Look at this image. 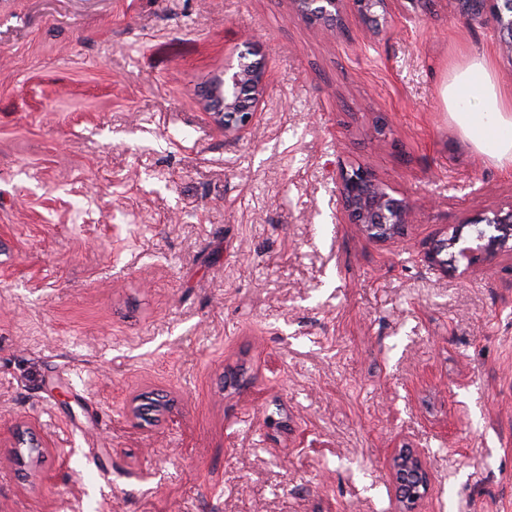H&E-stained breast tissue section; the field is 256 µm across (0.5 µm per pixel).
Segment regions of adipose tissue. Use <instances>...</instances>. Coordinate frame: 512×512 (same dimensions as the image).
I'll use <instances>...</instances> for the list:
<instances>
[{
  "instance_id": "ef3b65f1",
  "label": "adipose tissue",
  "mask_w": 512,
  "mask_h": 512,
  "mask_svg": "<svg viewBox=\"0 0 512 512\" xmlns=\"http://www.w3.org/2000/svg\"><path fill=\"white\" fill-rule=\"evenodd\" d=\"M448 114L475 150L512 169V92L501 88L492 62L470 57L442 91Z\"/></svg>"
}]
</instances>
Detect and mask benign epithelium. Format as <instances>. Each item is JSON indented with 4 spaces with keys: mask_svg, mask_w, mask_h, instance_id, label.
Returning <instances> with one entry per match:
<instances>
[{
    "mask_svg": "<svg viewBox=\"0 0 512 512\" xmlns=\"http://www.w3.org/2000/svg\"><path fill=\"white\" fill-rule=\"evenodd\" d=\"M394 0H291L306 19L330 32L341 28L344 12L352 10L363 23L380 31L388 23ZM456 14L470 24H492L503 51L512 58V0H450ZM269 87V72L261 51L248 46L238 54L237 64L224 69L220 80L207 94L206 107L227 138H236L251 127ZM336 192L341 210L352 224L369 237L387 241L400 237L410 223L413 202L389 194L385 184L362 167H338ZM470 235L465 245L460 238L438 240L427 262L448 272L441 254L448 246L458 247V258L470 267L502 251H512V206L489 210L466 220ZM394 491L393 512H416L431 487L432 476L423 448H397L390 460Z\"/></svg>",
    "mask_w": 512,
    "mask_h": 512,
    "instance_id": "1",
    "label": "benign epithelium"
}]
</instances>
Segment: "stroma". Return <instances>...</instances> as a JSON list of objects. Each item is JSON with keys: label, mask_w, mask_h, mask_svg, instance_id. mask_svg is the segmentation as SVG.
<instances>
[{"label": "stroma", "mask_w": 512, "mask_h": 512, "mask_svg": "<svg viewBox=\"0 0 512 512\" xmlns=\"http://www.w3.org/2000/svg\"><path fill=\"white\" fill-rule=\"evenodd\" d=\"M251 43L228 139L204 93ZM475 55L512 90L449 0L337 38L290 0H0V512H391L401 446L419 512H512V252L424 259L512 203L442 97ZM343 163L415 202L400 238ZM236 66L224 68L221 79L207 94L206 107L227 138H237L251 127L269 87V72L261 51L246 46ZM386 185L362 167H338L336 192L341 210L351 224H358L369 237L387 241L400 237L411 224L414 203L389 194ZM394 512H416L431 487L432 476L423 448H396L390 460Z\"/></svg>", "instance_id": "stroma-1"}]
</instances>
